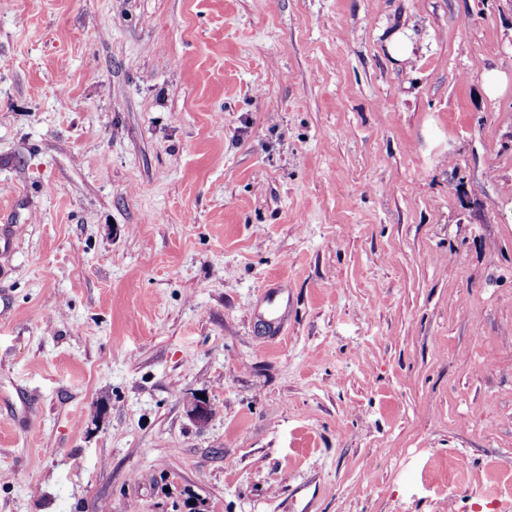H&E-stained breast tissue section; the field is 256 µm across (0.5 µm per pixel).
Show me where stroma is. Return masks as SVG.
Returning <instances> with one entry per match:
<instances>
[{"instance_id":"35a3bbf8","label":"stroma","mask_w":512,"mask_h":512,"mask_svg":"<svg viewBox=\"0 0 512 512\" xmlns=\"http://www.w3.org/2000/svg\"><path fill=\"white\" fill-rule=\"evenodd\" d=\"M483 65L512 0H0V512H512ZM387 44L393 59L399 63H407L414 59L413 44L403 35L401 30L393 31Z\"/></svg>"}]
</instances>
